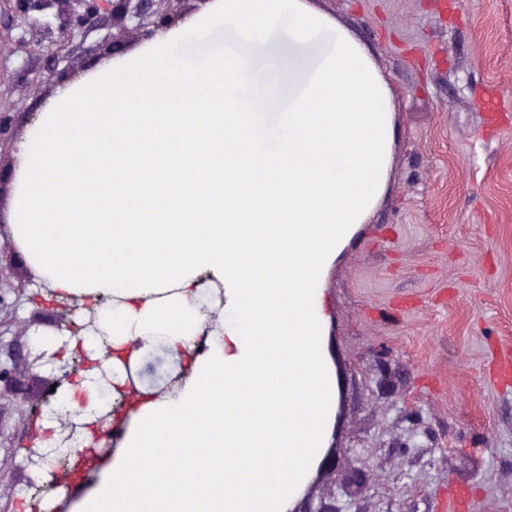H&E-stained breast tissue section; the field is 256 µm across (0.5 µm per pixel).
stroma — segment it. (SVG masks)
Returning a JSON list of instances; mask_svg holds the SVG:
<instances>
[{"mask_svg":"<svg viewBox=\"0 0 512 512\" xmlns=\"http://www.w3.org/2000/svg\"><path fill=\"white\" fill-rule=\"evenodd\" d=\"M351 24L395 91L394 151L384 198L353 226L317 286L333 369L331 454L312 471L299 512H448L453 487L471 488L469 512H512V380L495 363L512 347V0H317ZM175 52L186 60L244 51L217 20ZM38 29H0V212L16 192L21 154L49 111L70 61L95 74L122 59L112 29L58 32L55 75L30 47ZM0 367L19 378L0 399V512H73L96 476L53 494L27 448L48 428L45 401L61 371L84 363L60 344L25 368L8 350L18 330L52 333L58 303L0 223ZM187 357L152 344L132 367L133 385L169 393Z\"/></svg>","mask_w":512,"mask_h":512,"instance_id":"stroma-1","label":"stroma"}]
</instances>
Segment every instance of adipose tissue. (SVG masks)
Wrapping results in <instances>:
<instances>
[{"label":"adipose tissue","mask_w":512,"mask_h":512,"mask_svg":"<svg viewBox=\"0 0 512 512\" xmlns=\"http://www.w3.org/2000/svg\"><path fill=\"white\" fill-rule=\"evenodd\" d=\"M213 16L249 52L197 66L171 54L178 32L156 36L59 87L19 171L17 244L49 294L76 300L88 358L119 382L158 338L190 360L174 393L130 391L125 436L89 453L98 481L77 512H287L325 451L333 373L311 283L337 225L366 223L386 190L394 93L361 38L312 0H216ZM286 17L288 52L266 71L256 49ZM139 84L151 95L131 99ZM182 84L198 95L168 109ZM228 112L246 118L230 124ZM267 112L288 132L274 154ZM229 224L250 227L230 267ZM258 250L287 280H252ZM227 275L229 325L205 297L207 280ZM206 333L214 341L197 353Z\"/></svg>","instance_id":"adipose-tissue-1"}]
</instances>
